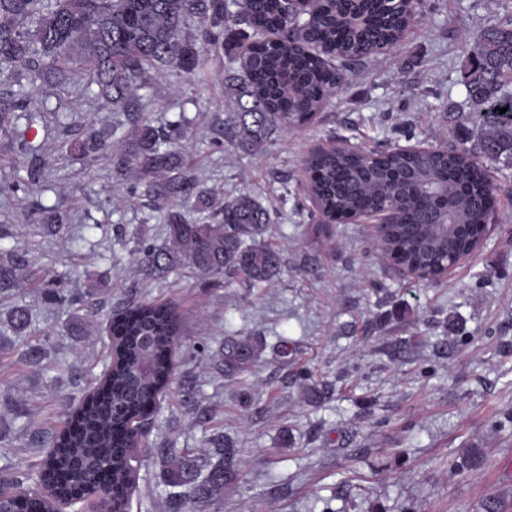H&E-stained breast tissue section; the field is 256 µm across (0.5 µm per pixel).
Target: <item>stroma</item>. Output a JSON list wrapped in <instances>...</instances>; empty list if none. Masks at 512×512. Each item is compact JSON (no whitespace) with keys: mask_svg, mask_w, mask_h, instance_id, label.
Returning a JSON list of instances; mask_svg holds the SVG:
<instances>
[{"mask_svg":"<svg viewBox=\"0 0 512 512\" xmlns=\"http://www.w3.org/2000/svg\"><path fill=\"white\" fill-rule=\"evenodd\" d=\"M510 13L512 0H422L400 50L372 55L313 122L251 153L224 138V54L204 55L194 78L156 79L150 109L186 114L182 142L205 187L288 199L272 231L282 272L254 290L144 267L135 239L162 243V214L131 197L111 155L63 148L90 131L120 139L122 115L71 85L30 87L45 118L31 125L19 111L0 125V184L26 160L21 141L44 158L36 187L0 193V264L23 273L0 292V472L36 488L30 463L110 362L111 309L160 301L182 316V347L126 512H170L158 449L203 455L217 433L242 463L213 512H512V160L492 164L483 248L432 282L383 259L374 224L315 223L305 172L310 153L342 143L474 146L463 41ZM50 208L59 230L42 221ZM44 277L90 314L83 332L71 307L42 301ZM17 306L31 318L20 334L8 320ZM228 336L260 347L244 375L218 367ZM200 340L208 356H192Z\"/></svg>","mask_w":512,"mask_h":512,"instance_id":"1","label":"stroma"}]
</instances>
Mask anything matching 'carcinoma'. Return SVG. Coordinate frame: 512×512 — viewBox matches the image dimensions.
I'll list each match as a JSON object with an SVG mask.
<instances>
[{"instance_id": "obj_1", "label": "carcinoma", "mask_w": 512, "mask_h": 512, "mask_svg": "<svg viewBox=\"0 0 512 512\" xmlns=\"http://www.w3.org/2000/svg\"><path fill=\"white\" fill-rule=\"evenodd\" d=\"M189 18L199 23L193 38L183 28ZM414 23L407 0H0V120L25 97L14 90L22 76L32 84H82L101 108L125 117L128 134L109 145L90 133L68 150L88 158L110 152L113 167L133 181V194L163 213L165 243H137L145 265L159 273L190 268L205 283L225 275L259 288L281 264L278 249L264 239L274 209L249 196L221 198L201 185L195 159L181 144L185 119L148 116L154 81L166 71L193 74L206 53L228 54L235 66L224 70V85L233 90L236 108L224 120V135L253 150L284 128L307 125L353 65L401 47ZM464 79L480 117L477 147L426 154L321 151L306 162L323 219L355 220L390 209L393 223L383 229L388 251L398 263L416 264L429 281L469 250L454 225L483 224L494 206V180L479 157L512 158V14L480 34ZM22 151L31 156L27 181H40L37 150L24 145ZM172 199L198 218L167 209ZM39 287L48 304H76L55 279ZM10 324L24 332L27 309H13ZM109 328L116 356L108 377L72 410L37 464L51 495L30 491L18 499L17 480L0 474V512H52L51 499L74 496L95 512H125L135 481L131 450L143 441L131 423L170 384L180 318L168 303H127L112 314ZM255 351L246 339L225 338L224 372L245 371ZM211 444L201 463L174 448L159 450L176 489L171 499L184 512H209L224 499L237 453L222 434Z\"/></svg>"}]
</instances>
